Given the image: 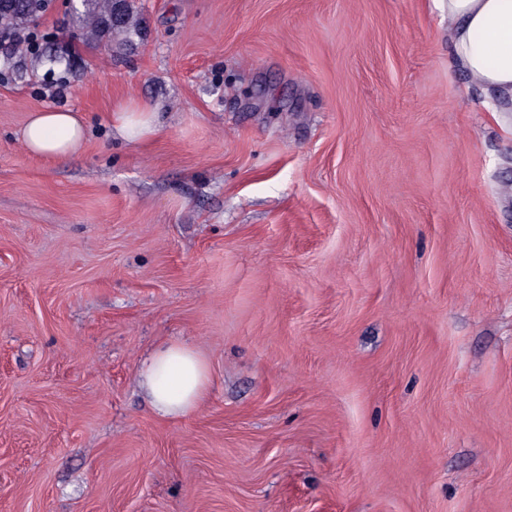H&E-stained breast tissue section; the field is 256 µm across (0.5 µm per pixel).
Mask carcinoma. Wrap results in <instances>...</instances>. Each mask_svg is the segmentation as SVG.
<instances>
[{"label": "carcinoma", "instance_id": "obj_1", "mask_svg": "<svg viewBox=\"0 0 512 512\" xmlns=\"http://www.w3.org/2000/svg\"><path fill=\"white\" fill-rule=\"evenodd\" d=\"M72 5L74 17L83 23L82 39L88 44L102 46L118 35L138 30L139 17L132 0H80ZM51 0H5L0 4V37L16 36L14 49L26 52L36 46L25 42L18 34L39 21Z\"/></svg>", "mask_w": 512, "mask_h": 512}]
</instances>
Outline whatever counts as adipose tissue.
Here are the masks:
<instances>
[{"mask_svg": "<svg viewBox=\"0 0 512 512\" xmlns=\"http://www.w3.org/2000/svg\"><path fill=\"white\" fill-rule=\"evenodd\" d=\"M449 47L454 66L472 84L491 89L512 102V0H446ZM81 118L61 109L31 113L21 138L36 156L64 161L76 156L85 140ZM140 376L159 416L180 418L207 397L208 365L191 344L160 346L143 363Z\"/></svg>", "mask_w": 512, "mask_h": 512, "instance_id": "1", "label": "adipose tissue"}]
</instances>
